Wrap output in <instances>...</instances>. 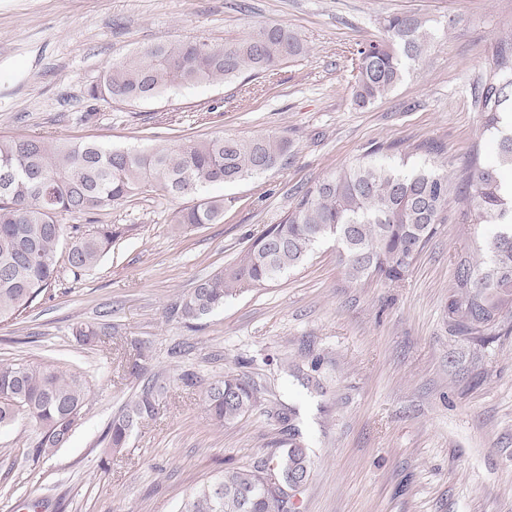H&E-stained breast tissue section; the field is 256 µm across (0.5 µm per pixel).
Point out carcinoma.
<instances>
[{
	"instance_id": "carcinoma-1",
	"label": "carcinoma",
	"mask_w": 512,
	"mask_h": 512,
	"mask_svg": "<svg viewBox=\"0 0 512 512\" xmlns=\"http://www.w3.org/2000/svg\"><path fill=\"white\" fill-rule=\"evenodd\" d=\"M433 40L431 26L420 17L385 19L380 40L356 50L355 104L363 108L383 98ZM306 54L292 30L259 24L222 46L195 38L145 47L111 63L89 95L106 102L148 101L175 88L232 81L245 72L271 76ZM474 104L495 151L488 160L477 152L471 156L463 173L468 192L460 191L447 172L425 163L409 167L365 160L343 167L307 188L286 217L270 225L233 264L200 278L177 306L179 321L195 329L234 291L273 285L303 265L327 238L336 242L351 281L377 277L398 282L453 198L463 207L465 223L494 229L456 257L448 333L480 346L495 339L512 318V181L504 178V171H512V34L499 39ZM288 150V139L276 134L248 140L215 136L140 150L40 136L0 137V320L20 316L55 281L63 239H69L67 268L77 278L130 232L120 224L68 227L60 217L101 211L151 188L173 197L194 196L193 204L174 217L180 227L213 224L224 212V200L202 194L203 188L269 171ZM74 332L91 346L110 335L109 326L84 321L76 322ZM131 349L127 372L139 386L107 425V456L126 448L138 425L159 414L167 394L161 375L145 376L147 341L134 340ZM319 370L313 360L306 369L295 367V376L323 394ZM264 391L249 372L240 371L208 383L204 399L214 420L224 425L261 407ZM87 401L79 371L64 372L53 363L0 361V429L20 421L30 425L38 457L51 456L68 442ZM273 417L282 426L280 451L252 469H228L197 486L180 512H297L294 482H308L313 461L296 411H278Z\"/></svg>"
}]
</instances>
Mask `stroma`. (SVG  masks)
Returning a JSON list of instances; mask_svg holds the SVG:
<instances>
[{"label":"stroma","instance_id":"obj_1","mask_svg":"<svg viewBox=\"0 0 512 512\" xmlns=\"http://www.w3.org/2000/svg\"><path fill=\"white\" fill-rule=\"evenodd\" d=\"M426 17L435 39L404 79L366 108L352 100L355 50L384 18ZM257 24H280L306 45L276 75H241L144 103H108L88 90L102 71L144 47L195 37L216 45ZM512 0H0V135L147 149L217 135L288 138L282 165L213 185L219 221L178 230L191 197L150 189L64 224L130 226L99 264L60 281L0 322V361L80 370L89 390L65 447L35 458L32 429L0 430V512H178L196 485L277 451L273 414L291 406L313 469L299 512H512V332L478 348L448 334L453 261L471 245L462 210L443 224L404 280L349 281L325 241L267 288L229 297L191 331L172 310L197 280L232 264L291 209L299 190L375 152L433 160L460 175L473 151L490 156L474 89ZM116 332L80 345L75 322ZM149 345V372L167 378L159 415L100 469L103 432L136 391L131 340ZM320 357L325 394L288 365ZM267 385L266 404L219 425L203 384L239 358ZM195 373L198 386L182 384Z\"/></svg>","mask_w":512,"mask_h":512}]
</instances>
